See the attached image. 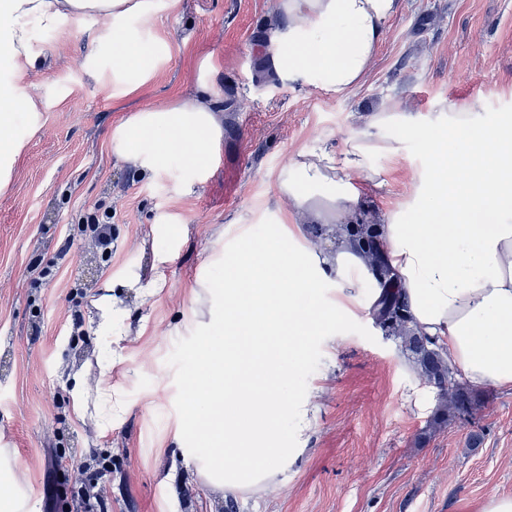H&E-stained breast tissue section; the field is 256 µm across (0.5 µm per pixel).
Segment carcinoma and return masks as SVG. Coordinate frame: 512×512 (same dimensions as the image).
Listing matches in <instances>:
<instances>
[{"mask_svg": "<svg viewBox=\"0 0 512 512\" xmlns=\"http://www.w3.org/2000/svg\"><path fill=\"white\" fill-rule=\"evenodd\" d=\"M376 307L379 324L389 330L402 350L414 356L418 374L438 388V406L426 432H435L455 419L472 414L477 407L476 393L455 379L454 369L449 365L442 348L431 338L410 327L396 277H388L386 290L377 300Z\"/></svg>", "mask_w": 512, "mask_h": 512, "instance_id": "cac0c4a2", "label": "carcinoma"}]
</instances>
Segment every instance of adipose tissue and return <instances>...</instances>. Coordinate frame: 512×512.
Returning <instances> with one entry per match:
<instances>
[{
	"instance_id": "obj_1",
	"label": "adipose tissue",
	"mask_w": 512,
	"mask_h": 512,
	"mask_svg": "<svg viewBox=\"0 0 512 512\" xmlns=\"http://www.w3.org/2000/svg\"><path fill=\"white\" fill-rule=\"evenodd\" d=\"M159 0H0V193L11 182L25 140L13 133L18 110H33L25 76L34 64L28 20L47 27L112 19V83L127 95L153 77L163 57L136 38L128 16L151 18ZM400 0H276L264 36L276 74L328 96L367 76ZM196 96L127 114L112 131V152L143 172L179 159L196 173L216 153L221 116L209 100L216 67L203 62ZM478 100L418 119L388 107L349 134L341 150L298 153L277 194L289 208L259 236L243 232L224 246V316L198 354L187 382L181 431L198 448L187 465L227 496L273 479L295 454L268 436L288 420L284 392L308 336L353 316L369 269L350 240L336 250L307 244V228L327 220L361 221L359 181L384 185L385 157L399 165L407 139L418 140L422 169L409 198L377 232L384 263L403 286L411 325L434 339L470 384L512 388V115L482 116ZM336 284L327 307L322 290Z\"/></svg>"
}]
</instances>
